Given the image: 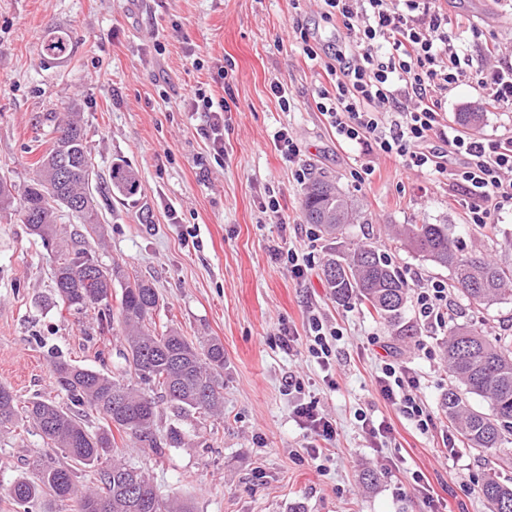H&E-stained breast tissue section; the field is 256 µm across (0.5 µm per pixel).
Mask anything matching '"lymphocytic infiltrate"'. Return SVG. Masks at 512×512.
<instances>
[{
    "mask_svg": "<svg viewBox=\"0 0 512 512\" xmlns=\"http://www.w3.org/2000/svg\"><path fill=\"white\" fill-rule=\"evenodd\" d=\"M323 19L342 26L356 44L320 51L313 35L299 28L308 60L321 61L328 82L317 91V109L337 136L367 151L404 160L408 167L449 174L460 189L470 223L489 224L495 211L512 204V136L485 140L445 124L443 104L467 77L459 36L434 0H323ZM484 99L512 110V57L497 56ZM445 151L430 149L432 139ZM307 352L322 369L336 361L341 331L320 315L308 319ZM375 383L384 399L420 428L429 414L420 399L421 381L403 364L385 363ZM293 414L314 440L309 453L320 458L334 440L336 423L315 403Z\"/></svg>",
    "mask_w": 512,
    "mask_h": 512,
    "instance_id": "obj_1",
    "label": "lymphocytic infiltrate"
}]
</instances>
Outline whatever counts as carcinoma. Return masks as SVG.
I'll return each instance as SVG.
<instances>
[{"label":"carcinoma","instance_id":"obj_1","mask_svg":"<svg viewBox=\"0 0 512 512\" xmlns=\"http://www.w3.org/2000/svg\"><path fill=\"white\" fill-rule=\"evenodd\" d=\"M72 49L71 35L54 30L42 41V59L57 64ZM483 117L479 108L470 106L457 113L455 120L470 128L478 126ZM53 151L59 152L69 171L63 182L51 175ZM91 159L78 113L66 106L55 141L36 161L35 176L21 189L19 216L31 234L57 249L53 284L62 304L96 312L102 330L111 325L113 290H121L118 312L125 341V371L156 389L159 397L107 373L61 360L53 363L52 371L57 389L70 403L66 408L38 397L21 407L12 388L0 383V432L26 422L56 450L54 456L34 459L33 475L13 480L4 489L5 498L23 512H34L48 497L73 502L74 512H86L91 503L100 504L101 512H190L184 503L162 499L144 471L113 453L112 430L128 433L152 448L180 447L184 433L175 424L168 427L162 440L154 438L159 401L169 404L179 417L191 412L218 415L224 405L223 385L218 381L219 371L224 369V346L213 339L197 345L175 329L156 334L150 323L159 305L153 283L130 277L117 263L101 267L87 249L71 247L61 236L58 221L64 213L87 225L86 232L99 233L98 201L87 172ZM110 180L112 195L120 200L138 192L137 174L123 160L112 163ZM301 210L306 223L336 238L346 225L362 218L360 206L335 182L323 178L314 179L307 187ZM394 235L409 251L448 269L451 287L470 304L487 308L512 297V266L476 250L464 251L448 225L403 224ZM100 267L103 278L97 287H87L85 270ZM323 275L336 301L355 298L389 325H399L409 284L374 247L331 248ZM444 353L456 382L442 398L448 419L460 428L468 447L505 450L512 444V336L490 338L477 327L450 324ZM474 396L486 402L488 410L476 408L471 401ZM94 413L110 426L89 430L85 417ZM82 468L95 475L93 486L84 490L76 481V472ZM479 493L490 512H512V487L503 484L498 473L484 477Z\"/></svg>","mask_w":512,"mask_h":512}]
</instances>
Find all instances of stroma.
<instances>
[{
	"label": "stroma",
	"mask_w": 512,
	"mask_h": 512,
	"mask_svg": "<svg viewBox=\"0 0 512 512\" xmlns=\"http://www.w3.org/2000/svg\"><path fill=\"white\" fill-rule=\"evenodd\" d=\"M436 4L449 21L465 19L474 28L464 36L473 77L449 92L451 116L481 103L476 76L486 67L487 44L512 46V0ZM321 12L320 0H0V177L19 187L29 181L64 104L81 114L98 186H109L114 161L137 172L135 200L101 201L102 237L86 247L99 262L122 264L154 284L157 331L172 327L224 346L222 415L183 417L184 445L161 454L130 435L115 436L118 454L151 475L163 499L186 502L191 512H490L479 486L492 469L511 482L512 465L499 466L495 451L464 444L448 460L437 457L455 431L441 410L451 384L447 327L425 322L412 299L398 330L366 305L334 301L322 275L331 242L307 236L300 211L305 185L272 138L288 128L307 176H327L362 204L366 221L349 225L345 241L373 244L418 283L449 274L400 250L391 226L446 224L465 250L512 263V249L504 247L512 238V207L482 233L450 202L446 176L337 138L315 107L325 75L295 47L300 26L322 44L336 43L339 33ZM59 29L71 33L73 50L49 66L41 42ZM228 61L234 69L225 83L217 70ZM274 83L290 88L291 109L280 107ZM195 87L230 106L223 155L212 151L206 118L188 101ZM364 163L375 174L361 184L352 171ZM271 193L287 225L263 212ZM19 208L15 202L0 209V383L26 402L56 397L58 360L121 376L120 328L99 332L89 315L57 300L56 251L30 234ZM283 243L313 258L305 280L272 262L270 246ZM313 312L343 333L328 372L304 346L282 345L285 327L305 338ZM448 317L490 336L512 335L511 300L478 309L452 289ZM393 358L421 378L428 430L403 418L376 388V375ZM292 375L303 380L302 392H289ZM300 399L316 402L336 422L326 460L307 453L306 431L292 414ZM361 409L391 424L389 443L379 445L362 429ZM47 451L24 428L0 434V484L29 474L32 457ZM367 472L374 475L369 484L362 480ZM417 473L426 476L428 491L414 483Z\"/></svg>",
	"instance_id": "obj_1"
}]
</instances>
